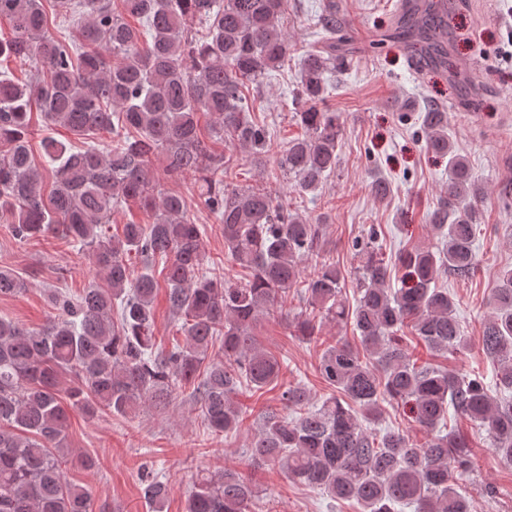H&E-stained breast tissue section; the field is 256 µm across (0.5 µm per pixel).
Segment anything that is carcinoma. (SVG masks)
<instances>
[{"mask_svg": "<svg viewBox=\"0 0 512 512\" xmlns=\"http://www.w3.org/2000/svg\"><path fill=\"white\" fill-rule=\"evenodd\" d=\"M53 0L74 32L51 31L41 0H0V223L19 241L58 236L85 251L105 279L74 297L48 295L55 314L40 328L0 318V512H93L91 493L66 477L68 423L80 411L127 415L143 405L165 410L175 387L190 389L205 427L216 436L243 422L239 388L274 382L280 361L253 335L259 317L278 308L294 288L303 306L293 335L313 340L324 323L351 324L361 349L338 339L325 347L318 370L336 393L320 406L300 385L282 390L262 410L249 457L277 466L298 485L360 512H473L458 482L472 470L467 438L448 431L450 413L485 430L512 463V267L500 270L489 297L482 349L497 369L460 372L414 360L405 328L434 355L467 349L454 298L437 287L451 274L465 279L477 266L482 187L468 159L448 139V113L422 114L427 150L448 159V188L428 215L440 247H413L398 257L401 287L379 252L377 233L353 244L359 288L350 304L340 272L321 249V225L293 214L265 188L224 184L234 150L258 157L274 150L269 128L252 118L249 86L281 68L290 44L280 28L285 0ZM139 20L133 27L126 17ZM399 19L425 63L445 60L448 27L435 0H401ZM318 41L299 60L294 95L306 135L277 156L279 170L300 192L319 190L336 171L340 113L320 107L326 75L347 70L336 53L345 23L329 3L318 20ZM12 62L34 64L36 76L15 77ZM43 115L42 168L28 139L31 112ZM218 122L217 153L198 134L200 116ZM63 127L90 140L75 151L51 131ZM170 176H196V206L224 225V259L238 278L204 267L203 228L181 193L161 188L152 158ZM134 203L148 217L107 234L112 210ZM315 260L302 278L301 261ZM146 261L141 270L134 260ZM160 261L168 302L183 343L156 346L153 298L157 281L147 261ZM26 283L0 268V296ZM220 344L224 359H209ZM401 404L426 433L420 444L400 431L370 430L383 404ZM294 417H288V414ZM142 493L162 512L167 482L142 474ZM250 478L226 469L198 477L186 512H250Z\"/></svg>", "mask_w": 512, "mask_h": 512, "instance_id": "obj_1", "label": "carcinoma"}]
</instances>
